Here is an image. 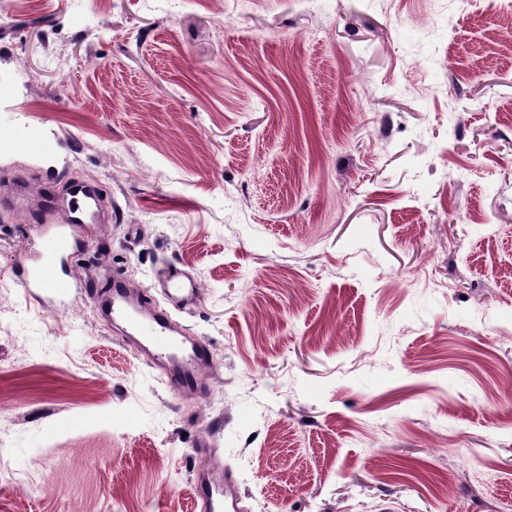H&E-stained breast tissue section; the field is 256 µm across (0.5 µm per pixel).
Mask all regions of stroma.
<instances>
[{
    "instance_id": "1",
    "label": "stroma",
    "mask_w": 512,
    "mask_h": 512,
    "mask_svg": "<svg viewBox=\"0 0 512 512\" xmlns=\"http://www.w3.org/2000/svg\"><path fill=\"white\" fill-rule=\"evenodd\" d=\"M0 512H512V0H0ZM105 186L73 276L199 284L189 398L16 276L40 189ZM204 465L196 472L193 493L200 511L223 512L228 508L227 491L235 482L231 471L224 468V460L212 448H196Z\"/></svg>"
}]
</instances>
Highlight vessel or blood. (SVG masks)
Wrapping results in <instances>:
<instances>
[{
    "instance_id": "obj_1",
    "label": "vessel or blood",
    "mask_w": 512,
    "mask_h": 512,
    "mask_svg": "<svg viewBox=\"0 0 512 512\" xmlns=\"http://www.w3.org/2000/svg\"><path fill=\"white\" fill-rule=\"evenodd\" d=\"M65 216H58V196L45 197L36 218L48 230L39 249L20 267V283L25 292L43 302L64 303L72 290L70 261L78 251L75 226L101 221L99 207L105 194L99 185L84 181L70 183ZM161 286L168 300L180 308L193 305L197 284L177 268L161 274ZM112 320L124 322L132 334L142 336L151 348V361L164 368L168 384L181 394L193 397L204 388L208 350L200 342L177 338L168 313L153 308L144 298H131L121 273H113L103 302ZM204 464L193 484L194 499L201 512H225L227 492L235 482L223 459L212 449L198 450Z\"/></svg>"
}]
</instances>
